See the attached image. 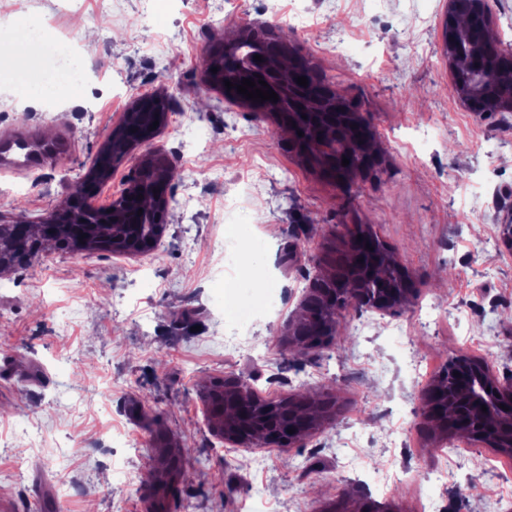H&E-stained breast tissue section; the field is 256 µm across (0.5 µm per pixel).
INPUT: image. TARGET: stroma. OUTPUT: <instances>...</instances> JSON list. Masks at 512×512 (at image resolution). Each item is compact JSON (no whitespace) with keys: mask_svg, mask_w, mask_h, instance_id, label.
<instances>
[{"mask_svg":"<svg viewBox=\"0 0 512 512\" xmlns=\"http://www.w3.org/2000/svg\"><path fill=\"white\" fill-rule=\"evenodd\" d=\"M446 0H0V29L74 34L87 79L28 94V47L0 46V214L60 209L125 120L133 96L167 91L172 114L98 190L109 203L142 156L181 172L161 244L128 257L44 251L0 273V512H146L172 454L191 466L169 512H503L512 460L457 440L433 454L422 393L443 364L482 358L512 375V112L465 108L443 56ZM255 22L286 35L375 132L376 162L339 186L273 113L233 103L205 58ZM370 225L412 280L394 312L341 311L328 348L292 344L288 319ZM240 246L236 300L274 291L241 347L220 300ZM327 402L294 447L229 449L205 387Z\"/></svg>","mask_w":512,"mask_h":512,"instance_id":"1","label":"stroma"}]
</instances>
